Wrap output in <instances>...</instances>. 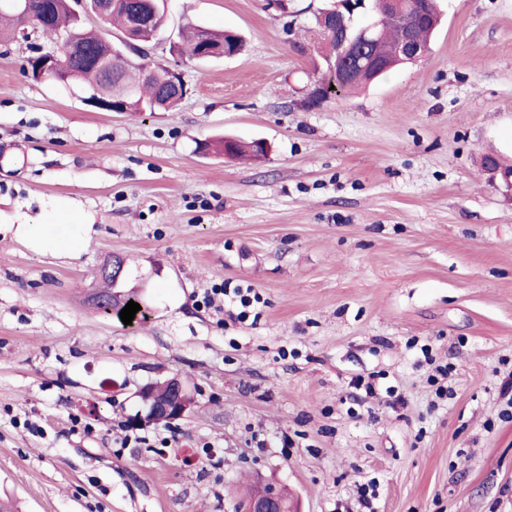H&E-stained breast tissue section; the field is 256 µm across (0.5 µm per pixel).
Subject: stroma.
<instances>
[{
	"label": "stroma",
	"mask_w": 512,
	"mask_h": 512,
	"mask_svg": "<svg viewBox=\"0 0 512 512\" xmlns=\"http://www.w3.org/2000/svg\"><path fill=\"white\" fill-rule=\"evenodd\" d=\"M327 2L167 0L148 56L186 83L168 112L100 111L27 73L53 42H0V499L19 512H233L261 480L301 512H365L369 482L376 512H512V200L480 168L512 164V0H440L417 64L313 108ZM188 24L246 49L172 54ZM222 137L269 153L208 150ZM49 203L89 216L79 255L16 236ZM115 255L147 312L129 325L90 300ZM223 285L259 294L245 321L200 306ZM172 377L188 416L130 425Z\"/></svg>",
	"instance_id": "stroma-1"
}]
</instances>
